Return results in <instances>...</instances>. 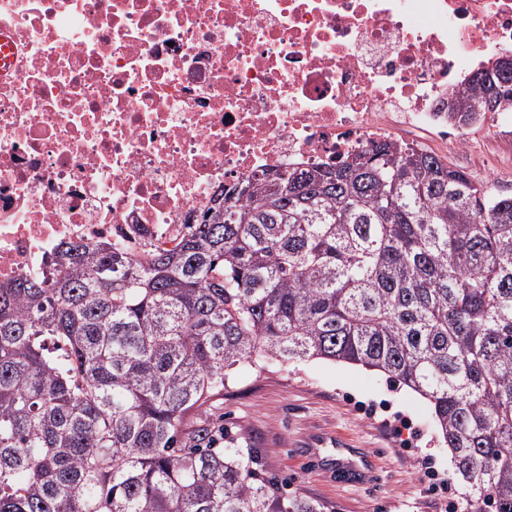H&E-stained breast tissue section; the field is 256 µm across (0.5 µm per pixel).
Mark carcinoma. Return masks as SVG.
<instances>
[{"label": "carcinoma", "instance_id": "carcinoma-1", "mask_svg": "<svg viewBox=\"0 0 512 512\" xmlns=\"http://www.w3.org/2000/svg\"><path fill=\"white\" fill-rule=\"evenodd\" d=\"M452 96L512 107V59ZM233 188L172 249L0 284V512H326L201 417L242 364L318 359L425 399L466 512H512V194L392 142Z\"/></svg>", "mask_w": 512, "mask_h": 512}]
</instances>
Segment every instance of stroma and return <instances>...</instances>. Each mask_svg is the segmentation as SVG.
<instances>
[{"instance_id": "35a3bbf8", "label": "stroma", "mask_w": 512, "mask_h": 512, "mask_svg": "<svg viewBox=\"0 0 512 512\" xmlns=\"http://www.w3.org/2000/svg\"><path fill=\"white\" fill-rule=\"evenodd\" d=\"M448 165L482 180L497 166V192L512 190V146L491 148L480 133ZM226 440L252 449L288 494L328 504L331 512H443L421 468L429 460L453 481L448 450L424 399L359 366L314 360L263 371L240 366L223 395L205 406ZM347 443L338 454V440Z\"/></svg>"}]
</instances>
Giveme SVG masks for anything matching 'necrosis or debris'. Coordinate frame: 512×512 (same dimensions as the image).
I'll return each instance as SVG.
<instances>
[{
	"instance_id": "1",
	"label": "necrosis or debris",
	"mask_w": 512,
	"mask_h": 512,
	"mask_svg": "<svg viewBox=\"0 0 512 512\" xmlns=\"http://www.w3.org/2000/svg\"><path fill=\"white\" fill-rule=\"evenodd\" d=\"M0 284L173 248L236 179L469 147L454 87L512 0H0Z\"/></svg>"
}]
</instances>
